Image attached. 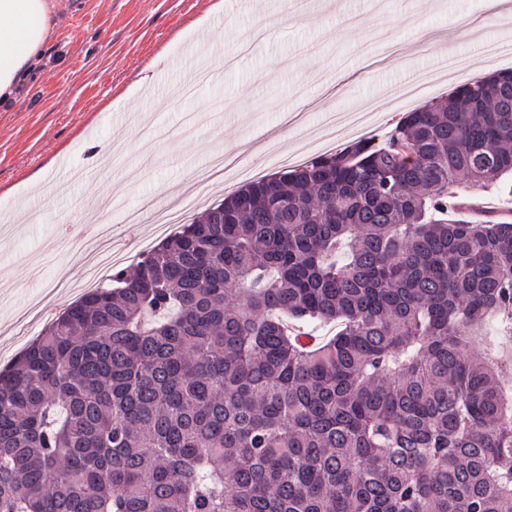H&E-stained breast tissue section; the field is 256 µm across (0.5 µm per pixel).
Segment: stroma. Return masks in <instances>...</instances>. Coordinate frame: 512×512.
<instances>
[{"instance_id":"35a3bbf8","label":"stroma","mask_w":512,"mask_h":512,"mask_svg":"<svg viewBox=\"0 0 512 512\" xmlns=\"http://www.w3.org/2000/svg\"><path fill=\"white\" fill-rule=\"evenodd\" d=\"M46 60L0 111V368L89 291L85 244L60 229L94 225L89 192L106 198L116 267L163 238L142 199L193 190L200 215L240 185H199L212 155H246L261 179L311 160L307 142L334 114L372 106L365 136L379 144L421 99L396 90L427 78L447 97L492 61L485 44L512 38V0L484 20L483 0H54ZM470 60L448 77V54ZM148 85L126 96L142 74Z\"/></svg>"}]
</instances>
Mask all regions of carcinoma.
<instances>
[{
    "mask_svg": "<svg viewBox=\"0 0 512 512\" xmlns=\"http://www.w3.org/2000/svg\"><path fill=\"white\" fill-rule=\"evenodd\" d=\"M509 173L512 69L115 270L0 369V512H512V222L453 191Z\"/></svg>",
    "mask_w": 512,
    "mask_h": 512,
    "instance_id": "cac0c4a2",
    "label": "carcinoma"
}]
</instances>
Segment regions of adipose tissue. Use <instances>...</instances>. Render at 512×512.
Returning <instances> with one entry per match:
<instances>
[{"label":"adipose tissue","instance_id":"adipose-tissue-1","mask_svg":"<svg viewBox=\"0 0 512 512\" xmlns=\"http://www.w3.org/2000/svg\"><path fill=\"white\" fill-rule=\"evenodd\" d=\"M53 26L51 0H0V110L43 65Z\"/></svg>","mask_w":512,"mask_h":512}]
</instances>
